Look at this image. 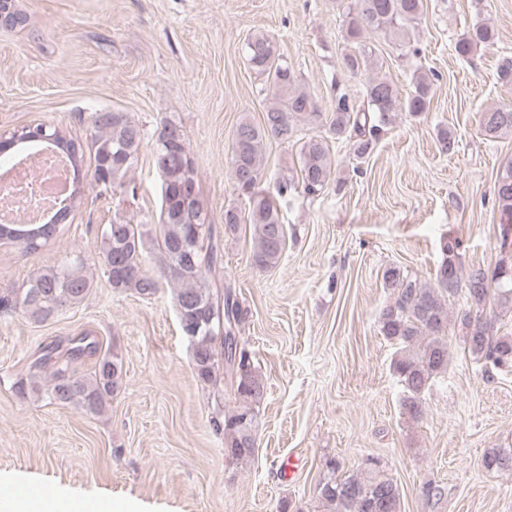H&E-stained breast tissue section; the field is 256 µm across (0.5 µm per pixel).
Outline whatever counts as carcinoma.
Returning a JSON list of instances; mask_svg holds the SVG:
<instances>
[{
    "label": "carcinoma",
    "instance_id": "1",
    "mask_svg": "<svg viewBox=\"0 0 512 512\" xmlns=\"http://www.w3.org/2000/svg\"><path fill=\"white\" fill-rule=\"evenodd\" d=\"M336 2L346 23V40L352 44L343 65L355 75L368 74L363 100L357 103L342 93L323 109L288 67L276 41L263 33L249 35L246 60L269 82L270 99L260 121L243 117L232 134L229 175L235 188L248 198V208L225 209L223 234L217 233L200 198V180L182 126L166 119L151 135L153 162L162 180L158 223L134 224L115 210L102 230L96 255L113 289L149 298L164 281L173 288L180 321L201 326L194 334V372L200 383L212 388L223 377L230 384L234 405L211 418V425L224 438L227 456L238 464L248 463L254 455L266 383L248 352L238 347L243 313L237 297L231 286L217 284L211 274L223 261L220 236H234L243 225L249 226L250 258L256 268H274L282 258L287 227L273 197L263 188L267 144L272 140L298 144V169L279 181L278 195L295 190L313 197L332 182H341L328 139L348 142L354 158L364 159L399 115L417 116L430 106L429 75L418 74L413 90L402 98L391 81L370 74L377 68L372 36L383 33L405 42L423 16L424 0ZM494 39L492 25L478 21L461 35L455 51L465 57ZM323 123L328 126V137L300 136L305 127ZM479 124L488 137L512 135V106L485 109ZM42 133L55 138L56 149L67 156L73 169H82L83 146L55 127L29 124L12 132L10 139L17 147ZM89 139L94 155L92 181L99 195H114L124 189L146 131L126 112H94ZM495 194L506 223L511 224L512 161L499 170ZM81 201V194L73 192L69 202L41 224L0 223V242L18 244L27 252L40 250L64 231ZM459 247L460 242L451 238L441 244L442 260L428 283L397 267L384 272L391 301L380 313L379 328L396 346L393 370L403 388L404 412L414 420L423 414L425 391L448 371L450 333H456L455 340L472 359L483 363L485 372L512 365V336H499L495 330L499 314L512 312V266L501 262L490 272L478 264L465 271ZM148 260L154 262L158 275L146 272ZM91 267L88 258L75 253L31 273L15 293L14 307L36 322L68 311L92 292ZM458 296L464 305L454 310L449 303ZM56 352L57 347L48 346L37 361L50 368L45 388L50 401L101 412L122 387V358L101 353L99 343L88 335L71 340L65 360H53ZM84 356H94L96 362L92 372L81 375L72 370L71 363ZM483 466L512 475V448L488 449ZM325 467L319 497L327 512H401L399 488L382 474L381 463L368 459L363 468L349 474L341 473L340 463L332 458ZM421 495L435 509L448 498V487L428 480Z\"/></svg>",
    "mask_w": 512,
    "mask_h": 512
}]
</instances>
